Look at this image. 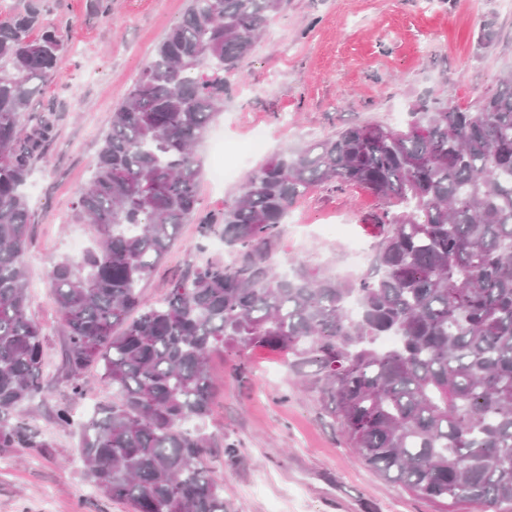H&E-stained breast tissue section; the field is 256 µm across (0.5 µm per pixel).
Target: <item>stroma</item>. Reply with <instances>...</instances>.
<instances>
[{"instance_id": "35a3bbf8", "label": "stroma", "mask_w": 512, "mask_h": 512, "mask_svg": "<svg viewBox=\"0 0 512 512\" xmlns=\"http://www.w3.org/2000/svg\"><path fill=\"white\" fill-rule=\"evenodd\" d=\"M103 5L111 20L102 18ZM41 6L31 38L52 30L65 52L19 125L25 134L42 116L54 122L28 180L27 290L30 314L44 331L43 391L17 416L49 445L0 448V512H130L96 489L76 435L56 423L60 406L71 404L80 420L112 391L92 367L82 398L72 400L67 338L48 273L73 257L72 238L92 244L90 226L77 218L79 193L92 178L113 111L188 0H41ZM508 74L512 0H288L229 80L223 112L196 145L203 164L198 209L223 213L244 176L276 153L354 123L402 126L426 101L476 108ZM259 132L264 146L250 152ZM219 137L238 168L237 178L221 184L209 170ZM383 206L358 187H314L283 226L276 249L281 270L302 265L339 280L366 274L380 240L374 217ZM355 243L364 261L353 267L347 251ZM227 257L220 236L204 241L196 224L182 225L162 265L142 282V296L162 301L189 265ZM208 367L215 399L198 428L211 441L207 463L224 488V512H442L439 503L368 467L326 401L300 389L279 354L227 347L211 354Z\"/></svg>"}]
</instances>
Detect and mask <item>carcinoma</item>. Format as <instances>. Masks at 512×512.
Returning <instances> with one entry per match:
<instances>
[{"mask_svg": "<svg viewBox=\"0 0 512 512\" xmlns=\"http://www.w3.org/2000/svg\"><path fill=\"white\" fill-rule=\"evenodd\" d=\"M286 0H189L112 113L78 215L95 246L49 273L68 338L73 398L94 364L116 391L77 426L88 477L133 512H224L204 466L209 438L188 428L212 410L207 359L219 347L313 366L307 386L363 461L458 512L512 505V78L475 110L423 103L405 127L351 125L250 172L241 194L198 214L195 146ZM41 8L0 22V447L47 448L14 418L41 392L43 328L29 313L24 259L29 165L50 138L21 114L62 61ZM360 186L387 201L375 273L339 281L284 274L275 243L312 187ZM220 234L233 258L192 265L167 298L140 283L183 224Z\"/></svg>", "mask_w": 512, "mask_h": 512, "instance_id": "obj_1", "label": "carcinoma"}]
</instances>
